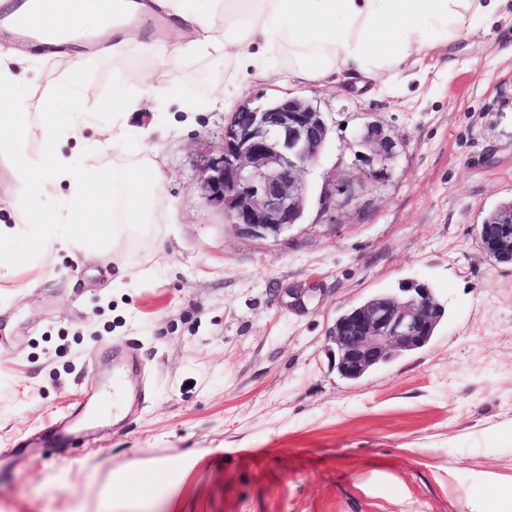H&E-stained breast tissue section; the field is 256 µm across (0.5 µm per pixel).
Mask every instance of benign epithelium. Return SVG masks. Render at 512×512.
Wrapping results in <instances>:
<instances>
[{
  "mask_svg": "<svg viewBox=\"0 0 512 512\" xmlns=\"http://www.w3.org/2000/svg\"><path fill=\"white\" fill-rule=\"evenodd\" d=\"M329 136L322 112L305 97L282 98L272 109L243 105L224 125L221 153L206 161L201 182L207 200L224 206L227 221L257 238L277 237L301 223L306 194L302 173L317 161ZM372 177L386 174L397 142L378 125L360 136ZM328 202L339 206L351 194L345 180L331 175ZM491 258H512V209L500 214L496 228L479 240ZM443 313L431 289L404 288L353 306L333 329L338 367L351 374L387 363L403 350L423 346Z\"/></svg>",
  "mask_w": 512,
  "mask_h": 512,
  "instance_id": "obj_1",
  "label": "benign epithelium"
}]
</instances>
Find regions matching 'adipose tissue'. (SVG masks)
<instances>
[{
    "mask_svg": "<svg viewBox=\"0 0 512 512\" xmlns=\"http://www.w3.org/2000/svg\"><path fill=\"white\" fill-rule=\"evenodd\" d=\"M130 19L105 23L85 0H65L62 22L97 34L102 54H120L140 43L158 10H166L182 38L176 41L146 95L112 101V135L94 149H120L129 133L128 114L147 97L169 92L171 71L188 56L224 59L243 77L271 74L273 48L287 50L290 77L306 83L353 81L423 60L437 46L458 38L467 22L494 15L498 0H120ZM90 115L80 97L65 100L61 117L45 120L48 140H82ZM24 103L0 113V150L17 153L29 136ZM20 194L13 221L0 224V275L14 271L19 257L36 258L65 243L95 252L109 231L105 204L119 199L124 224L146 221L148 192H160L164 175L151 157L113 170L86 174L76 158L50 151L33 164L10 166ZM70 200L52 207L61 187Z\"/></svg>",
    "mask_w": 512,
    "mask_h": 512,
    "instance_id": "obj_1",
    "label": "adipose tissue"
}]
</instances>
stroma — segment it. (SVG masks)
<instances>
[{"label":"stroma","mask_w":512,"mask_h":512,"mask_svg":"<svg viewBox=\"0 0 512 512\" xmlns=\"http://www.w3.org/2000/svg\"><path fill=\"white\" fill-rule=\"evenodd\" d=\"M171 34L158 22L122 59L82 50L73 70L36 53L24 74L32 127L23 164L50 149L44 115L88 91L85 138L111 126L107 104L144 93ZM251 80L236 104L306 96L331 135L303 179L301 224L259 239L207 203L201 167L219 154L223 62L186 58L171 93L128 115L166 174L151 223L116 225L96 253L61 249L0 278V512H105L112 474L150 482L156 462L189 471L128 512H491L512 494V264L476 231L512 200V0L436 49L421 75L379 85ZM377 124L399 144L366 176L357 134ZM353 197L325 209L330 174ZM430 286L445 308L434 339L357 383L329 338L337 316L378 292ZM133 345L127 421L99 396L100 427L65 451H15L85 398L115 345Z\"/></svg>","instance_id":"35a3bbf8"}]
</instances>
